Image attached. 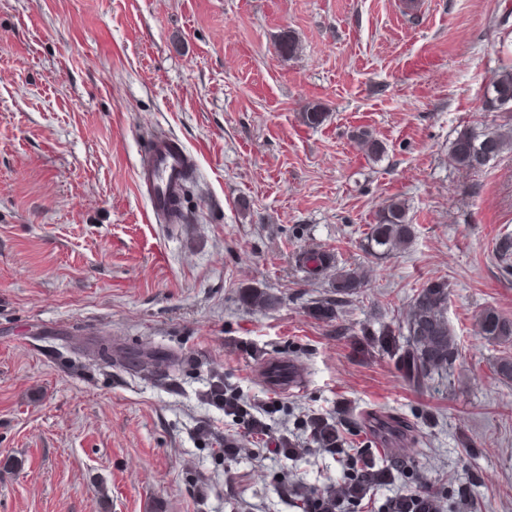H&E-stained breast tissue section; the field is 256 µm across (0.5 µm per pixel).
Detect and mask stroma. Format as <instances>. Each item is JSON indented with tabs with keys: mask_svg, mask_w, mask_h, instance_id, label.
Here are the masks:
<instances>
[{
	"mask_svg": "<svg viewBox=\"0 0 512 512\" xmlns=\"http://www.w3.org/2000/svg\"><path fill=\"white\" fill-rule=\"evenodd\" d=\"M506 68L512 0H0V512H305L374 412L415 428L376 463L471 483L452 512H512V341L475 334L485 309L512 321L495 258L512 151L449 162L460 131L512 120L483 109ZM161 135L193 160L183 224L156 221L137 186ZM389 198L413 233L376 259L365 238ZM310 249L370 270L335 317L312 313L336 272L308 280ZM437 280L458 356L416 390L358 335ZM250 290L275 304L248 306ZM91 341L109 357L83 355ZM156 351L170 379L143 371ZM273 358L297 384L267 385ZM218 379L247 417L205 400ZM341 413L344 446H314L302 419Z\"/></svg>",
	"mask_w": 512,
	"mask_h": 512,
	"instance_id": "stroma-1",
	"label": "stroma"
}]
</instances>
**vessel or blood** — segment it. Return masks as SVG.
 Instances as JSON below:
<instances>
[{
    "instance_id": "1",
    "label": "vessel or blood",
    "mask_w": 512,
    "mask_h": 512,
    "mask_svg": "<svg viewBox=\"0 0 512 512\" xmlns=\"http://www.w3.org/2000/svg\"><path fill=\"white\" fill-rule=\"evenodd\" d=\"M190 171L189 154L174 138H156L142 154L138 187L155 216L165 217L178 204Z\"/></svg>"
}]
</instances>
